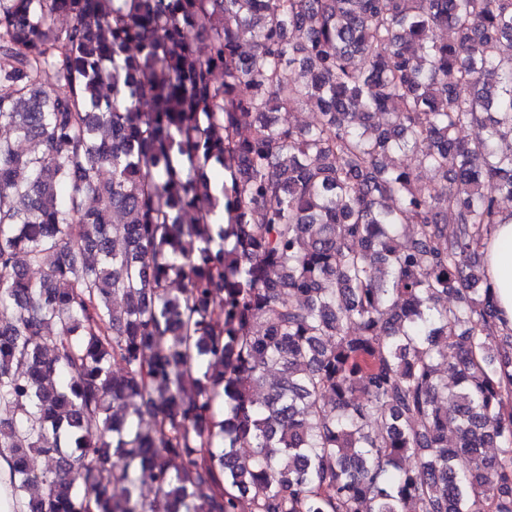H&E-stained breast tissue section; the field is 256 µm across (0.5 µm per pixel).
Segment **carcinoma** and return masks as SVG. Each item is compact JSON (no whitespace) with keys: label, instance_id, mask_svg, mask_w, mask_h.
Listing matches in <instances>:
<instances>
[{"label":"carcinoma","instance_id":"carcinoma-1","mask_svg":"<svg viewBox=\"0 0 512 512\" xmlns=\"http://www.w3.org/2000/svg\"><path fill=\"white\" fill-rule=\"evenodd\" d=\"M2 128L20 512H512V0H0ZM485 262L492 280L502 326L512 327V218L495 226Z\"/></svg>","mask_w":512,"mask_h":512}]
</instances>
